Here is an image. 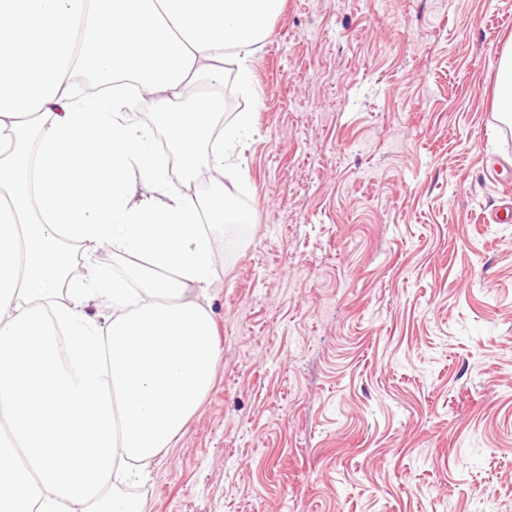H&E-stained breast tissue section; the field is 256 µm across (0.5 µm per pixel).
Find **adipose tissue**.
<instances>
[{
	"label": "adipose tissue",
	"mask_w": 512,
	"mask_h": 512,
	"mask_svg": "<svg viewBox=\"0 0 512 512\" xmlns=\"http://www.w3.org/2000/svg\"><path fill=\"white\" fill-rule=\"evenodd\" d=\"M280 5L0 0V512H143L112 487L172 446L222 359L207 227L250 222L233 207L250 117L224 129L197 83L229 63L251 90ZM146 96L173 155L138 118ZM102 250L148 264L141 291Z\"/></svg>",
	"instance_id": "ef3b65f1"
}]
</instances>
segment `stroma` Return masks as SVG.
I'll list each match as a JSON object with an SVG mask.
<instances>
[{
	"label": "stroma",
	"mask_w": 512,
	"mask_h": 512,
	"mask_svg": "<svg viewBox=\"0 0 512 512\" xmlns=\"http://www.w3.org/2000/svg\"><path fill=\"white\" fill-rule=\"evenodd\" d=\"M512 0H283L210 231L223 356L144 512H512ZM495 99L499 112L512 117V50L504 51L497 66Z\"/></svg>",
	"instance_id": "35a3bbf8"
}]
</instances>
